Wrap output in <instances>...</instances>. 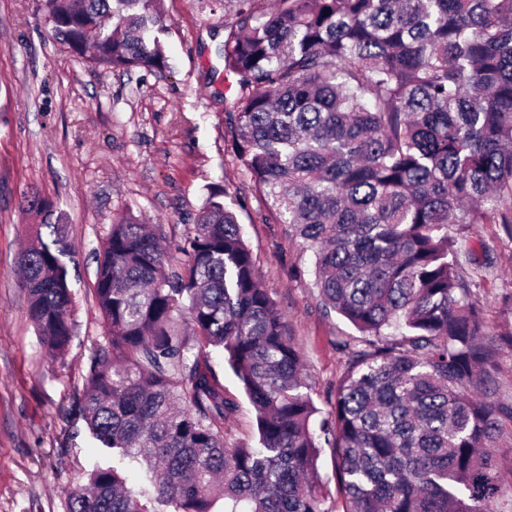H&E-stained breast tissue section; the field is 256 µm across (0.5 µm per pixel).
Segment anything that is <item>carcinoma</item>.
Returning a JSON list of instances; mask_svg holds the SVG:
<instances>
[{"label":"carcinoma","instance_id":"1","mask_svg":"<svg viewBox=\"0 0 512 512\" xmlns=\"http://www.w3.org/2000/svg\"><path fill=\"white\" fill-rule=\"evenodd\" d=\"M162 0H42L60 40L99 66L161 68ZM224 98L235 152L302 251L342 377L320 413L300 347L236 214L211 192L166 270L159 227L112 225L94 283L108 332L80 417L112 465L63 512H331L318 467L334 449L343 512H497L494 464L512 403L490 391L512 335L489 336L458 272L452 224L512 238V0H224ZM22 253L27 314L51 360L73 335L67 225ZM258 446L230 444L239 403ZM142 472L137 490L127 468ZM211 364L217 373L220 382L224 384V392L226 396L234 398L240 405L239 411L231 417L224 426V436L227 437L230 442L240 441L246 442L250 445H255V414L249 405L246 396L240 388L236 378L227 368H224V361L219 354H212Z\"/></svg>","mask_w":512,"mask_h":512}]
</instances>
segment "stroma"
<instances>
[{"instance_id": "35a3bbf8", "label": "stroma", "mask_w": 512, "mask_h": 512, "mask_svg": "<svg viewBox=\"0 0 512 512\" xmlns=\"http://www.w3.org/2000/svg\"><path fill=\"white\" fill-rule=\"evenodd\" d=\"M167 66L98 67L55 34L39 0H0V512H63L93 463L111 464L76 416L106 324L93 297L112 224L134 216L164 233L170 269L186 257L183 234L209 192L237 214L264 288L302 351L310 394L327 411L343 373L336 343L353 328L326 312L312 259L276 221L237 160L224 112L234 91L218 48L217 0H163ZM38 194L68 226L65 258L74 293V337L51 361L27 315L18 257L43 215ZM462 276L480 274L473 295L487 334L512 333V240L498 224H456ZM211 364L239 411L229 441L255 444V414L220 355Z\"/></svg>"}]
</instances>
